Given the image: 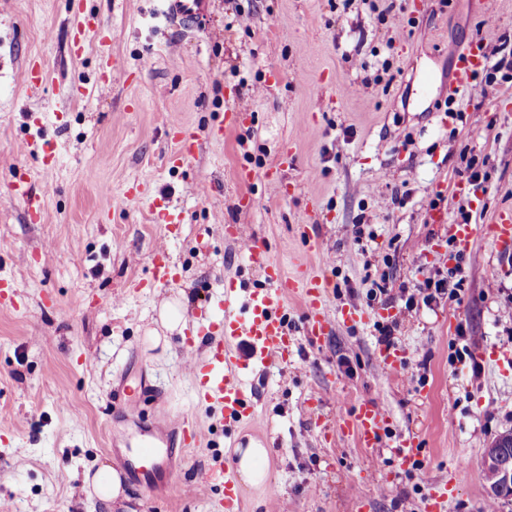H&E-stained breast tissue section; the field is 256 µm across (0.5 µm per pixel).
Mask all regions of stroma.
<instances>
[{"label": "stroma", "mask_w": 512, "mask_h": 512, "mask_svg": "<svg viewBox=\"0 0 512 512\" xmlns=\"http://www.w3.org/2000/svg\"><path fill=\"white\" fill-rule=\"evenodd\" d=\"M84 15L133 81L105 72L97 42L72 55L69 0H0V277L18 287L0 306V506L5 512H113L90 495L87 470L119 468L110 450L109 393L121 376L147 372L170 415L193 410L204 438L185 449L164 497L127 485L131 512H209L224 490V464L250 441L268 450L266 486L240 492L243 512H419L435 482L466 458L448 512H512L489 501L485 448L512 431V260L474 240L455 300L406 310L393 304L394 342L409 363L388 378L373 322L339 324L312 342L298 299H289L287 363L254 377L256 425L227 432L193 400L186 338L150 347L161 304L186 294L187 327L221 319L225 285L267 284L224 227L263 240L286 273L297 263L326 277L330 310H367L384 280L390 295L418 293L448 272L452 225L495 223L512 213V81L484 95L448 90L449 48L491 31L512 46V0H402L400 27L380 12L391 0H213L203 29L165 25L160 0H81ZM50 82L31 94L29 58ZM243 111L239 124L224 114ZM200 138L185 166H166L169 126ZM55 142L52 158L42 146ZM482 162L480 202L460 197L469 160ZM249 180H239L242 170ZM34 173L46 215L30 222L8 197L11 174ZM143 195L125 199L130 181ZM181 222L164 231L155 198ZM323 245L306 253L300 225ZM366 235L353 244L354 225ZM168 250L178 277L135 293L149 256ZM387 264L373 265L374 255ZM53 307H45V298ZM469 354L452 360L458 326ZM373 402L394 432L414 438L422 467L401 473L389 442L374 452L324 436L338 413ZM393 486L382 487L387 472Z\"/></svg>", "instance_id": "35a3bbf8"}]
</instances>
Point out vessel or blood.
I'll list each match as a JSON object with an SVG mask.
<instances>
[{
  "label": "vessel or blood",
  "instance_id": "vessel-or-blood-1",
  "mask_svg": "<svg viewBox=\"0 0 512 512\" xmlns=\"http://www.w3.org/2000/svg\"><path fill=\"white\" fill-rule=\"evenodd\" d=\"M211 0H163L162 14L172 24H198L210 13ZM454 69L448 80L451 92L467 90L474 76L487 63L485 43L474 40L454 48ZM49 80L48 73L37 58H30L24 68V81L30 92H38ZM173 143L166 155L171 168L183 167L195 157L199 139L195 132L183 125H175L169 132ZM12 197L21 199L30 221L42 220L45 203L32 189L30 177H16L10 183ZM231 241L241 244L249 262L264 267L268 287L238 291L227 287L220 308L222 320L209 323L197 336L188 337L186 350L191 356L190 372L193 377V396L197 405L210 408L218 419L237 423L254 415L255 392L249 387L251 376L267 372L273 365L286 362L289 350L295 346V337L288 334L285 307L290 297H298L304 316L303 331L311 341H320L331 335L337 321L357 318L358 310L350 309L333 317L327 304L328 281L325 277H291L270 263L268 249L259 239H243L239 228H228ZM489 236L495 249L512 257V221L486 226L459 224L455 227L456 243L460 252H468L475 238ZM154 266L153 287L168 286L175 282L165 251L151 255ZM251 347L250 357L237 353L239 341ZM154 387L145 374L126 378L121 389L111 395L113 415L129 423L130 431L123 434L122 464L132 482L148 499L157 498L176 473L175 460L179 448L198 446L202 432L191 414L177 419H144L142 401L152 396ZM392 426L391 421L374 403L359 406L357 412L339 415L333 425L337 438L354 439L361 448L371 450L380 446ZM391 446L399 467L412 471L420 454L414 439L397 436ZM464 464L450 467V478L437 482L431 489L421 512H445L452 479L464 471ZM236 466L224 467V495L218 498L214 512H240L242 503L236 492Z\"/></svg>",
  "mask_w": 512,
  "mask_h": 512
}]
</instances>
